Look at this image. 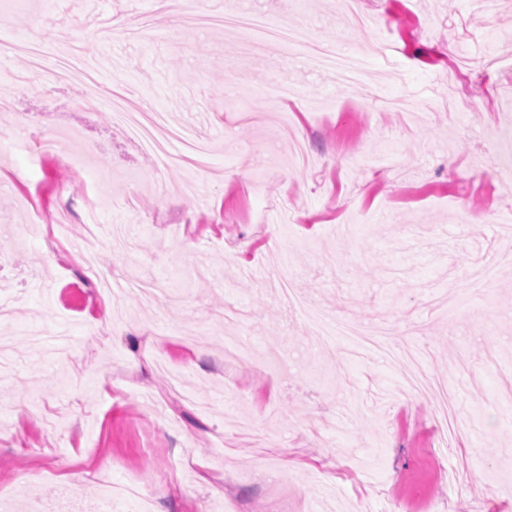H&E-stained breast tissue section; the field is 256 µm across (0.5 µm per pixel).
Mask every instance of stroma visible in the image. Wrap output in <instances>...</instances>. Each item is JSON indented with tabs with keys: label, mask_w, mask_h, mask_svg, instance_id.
Returning a JSON list of instances; mask_svg holds the SVG:
<instances>
[{
	"label": "stroma",
	"mask_w": 512,
	"mask_h": 512,
	"mask_svg": "<svg viewBox=\"0 0 512 512\" xmlns=\"http://www.w3.org/2000/svg\"><path fill=\"white\" fill-rule=\"evenodd\" d=\"M188 9L290 22L310 47L368 54V74L343 84ZM362 9L354 27L334 0H0V139L19 144L0 157V512H95L110 488L114 512H459L462 496L512 512V239L496 223L512 217V0ZM39 47L90 60L94 91L44 83ZM457 60L467 110L448 107ZM120 86L211 143L208 169H160L112 120ZM49 130L80 169L33 164L24 144ZM92 225L135 241L99 248L113 280L154 277L163 299L86 277L71 251ZM284 261L324 309L422 355V394L288 310L270 282ZM239 339L256 357L225 366ZM441 393L459 429L438 454Z\"/></svg>",
	"instance_id": "stroma-1"
}]
</instances>
